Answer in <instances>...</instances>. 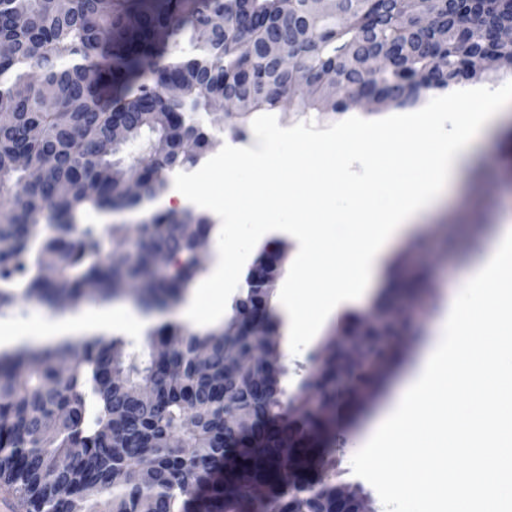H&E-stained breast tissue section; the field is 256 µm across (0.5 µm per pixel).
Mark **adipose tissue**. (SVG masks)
I'll return each instance as SVG.
<instances>
[{
  "mask_svg": "<svg viewBox=\"0 0 512 512\" xmlns=\"http://www.w3.org/2000/svg\"><path fill=\"white\" fill-rule=\"evenodd\" d=\"M477 249L461 299L451 302L435 342L362 442L367 457H400L377 479L404 512H512V225L500 224ZM123 316L144 324L112 305L79 328L56 318L34 330L5 324L0 349L102 334ZM448 389L467 405L442 400ZM452 453L467 466L449 467Z\"/></svg>",
  "mask_w": 512,
  "mask_h": 512,
  "instance_id": "1",
  "label": "adipose tissue"
}]
</instances>
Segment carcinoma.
Segmentation results:
<instances>
[{
    "label": "carcinoma",
    "mask_w": 512,
    "mask_h": 512,
    "mask_svg": "<svg viewBox=\"0 0 512 512\" xmlns=\"http://www.w3.org/2000/svg\"><path fill=\"white\" fill-rule=\"evenodd\" d=\"M511 25L512 0H343L319 13L307 0H3L0 198L12 215L0 224V315L21 299L57 307L48 267L69 309L129 296L150 308L185 293L202 270L180 221L206 239L207 215L151 212L120 267L107 245L127 225L101 232L83 217L131 209L120 191L129 174L146 177L151 202L195 167L215 144L200 117L224 85L241 118L347 112L360 90L375 112L419 108L473 59L493 58L490 81L512 74V43L491 37ZM378 54L388 56L381 68L359 67ZM120 119L127 135L111 144ZM131 139L135 154L124 151ZM21 154L44 167L36 187L16 166ZM149 277V292H129ZM235 331L166 322L138 351L114 336L0 351V482L31 512H336L308 434L329 429L344 398L367 396L378 374L352 371L340 385L336 358L316 355L285 402L279 374L254 386L246 372L226 373L225 345L249 346ZM381 338L369 329L367 349L386 364L395 350ZM144 387L154 401L139 399ZM289 466L294 486L277 477Z\"/></svg>",
    "instance_id": "carcinoma-1"
}]
</instances>
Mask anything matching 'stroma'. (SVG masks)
Instances as JSON below:
<instances>
[{
  "label": "stroma",
  "mask_w": 512,
  "mask_h": 512,
  "mask_svg": "<svg viewBox=\"0 0 512 512\" xmlns=\"http://www.w3.org/2000/svg\"><path fill=\"white\" fill-rule=\"evenodd\" d=\"M512 217V106L500 123L475 146L468 164L446 187L436 205L416 219L411 231L398 238L382 256L373 288L348 315L333 320L320 337L300 353L282 347L286 370L283 385L294 393L311 355L345 328L351 318L366 316L385 301L409 309V330L397 342L393 360L380 373L372 394L347 401L336 423V449L331 469L336 482L357 489L374 512L381 508L382 486L372 473L392 466L382 457L366 459L359 444L371 424L389 407L403 387L424 346L435 334L456 288L469 272L474 243L497 224Z\"/></svg>",
  "instance_id": "1"
}]
</instances>
